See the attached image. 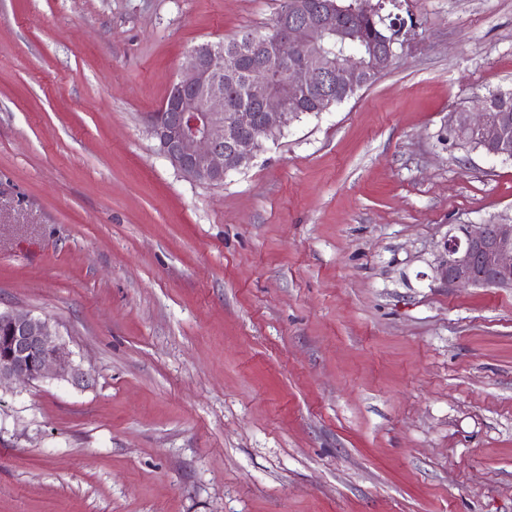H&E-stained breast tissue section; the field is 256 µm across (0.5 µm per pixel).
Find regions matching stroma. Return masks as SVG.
Listing matches in <instances>:
<instances>
[{
	"instance_id": "35a3bbf8",
	"label": "stroma",
	"mask_w": 512,
	"mask_h": 512,
	"mask_svg": "<svg viewBox=\"0 0 512 512\" xmlns=\"http://www.w3.org/2000/svg\"><path fill=\"white\" fill-rule=\"evenodd\" d=\"M281 0H0V310L78 377L0 385V512H512V289L434 276L512 216L441 139L512 90V0H393L395 65L209 185L145 120Z\"/></svg>"
}]
</instances>
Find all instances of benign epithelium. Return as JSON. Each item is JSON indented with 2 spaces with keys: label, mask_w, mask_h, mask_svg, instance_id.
Here are the masks:
<instances>
[{
  "label": "benign epithelium",
  "mask_w": 512,
  "mask_h": 512,
  "mask_svg": "<svg viewBox=\"0 0 512 512\" xmlns=\"http://www.w3.org/2000/svg\"><path fill=\"white\" fill-rule=\"evenodd\" d=\"M381 8L372 0H354L347 8L334 0H295L275 24L277 41L288 54L273 67L263 62L253 69L248 107L234 106L224 94V77L239 72L241 57L224 51L222 43L195 46L188 66L160 106V111L172 113L171 119L146 120L159 154L194 182H222L247 166L262 140L297 116L291 107L301 95L317 92L319 111L325 112L336 93L363 88L364 75L356 61L361 51L341 49L336 58L326 60V72L304 57L325 48L331 36L346 39L345 17L375 16ZM403 30L404 25L391 22L379 46L371 48L382 69L396 63V46L405 45ZM491 105V97L485 96L477 111L452 113L447 130L455 139L479 137L487 158L512 160V121L489 111ZM436 273L448 288H512V220L459 224L449 230L440 244ZM76 372L49 319L30 311H0V383L66 378Z\"/></svg>",
  "instance_id": "1"
}]
</instances>
